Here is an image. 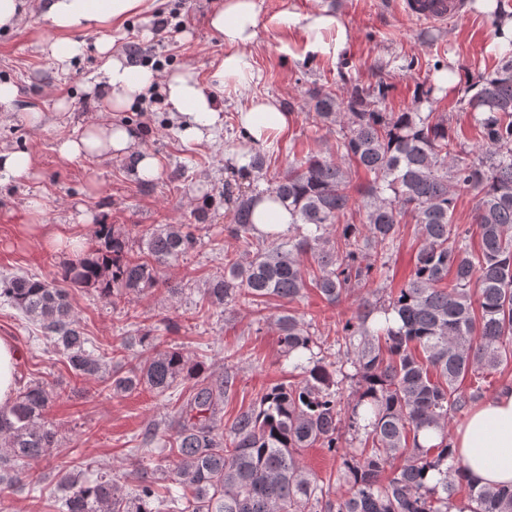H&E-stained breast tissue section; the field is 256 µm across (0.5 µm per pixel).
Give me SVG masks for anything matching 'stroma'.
Listing matches in <instances>:
<instances>
[{
  "instance_id": "1",
  "label": "stroma",
  "mask_w": 512,
  "mask_h": 512,
  "mask_svg": "<svg viewBox=\"0 0 512 512\" xmlns=\"http://www.w3.org/2000/svg\"><path fill=\"white\" fill-rule=\"evenodd\" d=\"M218 0H155L153 10L131 18L117 44L122 53L167 61L169 69L190 66L202 84L214 90L224 111V129L212 143L182 142L164 102L136 103L122 112H109L89 86L100 66L96 50L98 33L84 35L83 56L69 73H61L41 52L42 38L51 36L50 24L41 16L22 19L12 30H0V82H11L19 91L20 109L0 112V148L29 152L34 175L0 186V277L33 275L52 279L66 263L64 253L51 249L43 238L22 232L25 224H42L48 231L77 240L82 250L96 245L93 227L112 224L128 230L159 224L192 222L196 208H206L208 219L196 231L197 245L187 257L167 268L162 287L131 294L110 304L92 288H75L70 300L87 334L108 349L121 337L152 328L158 349L180 348L192 361L203 363L208 373L234 379L224 399L222 424L248 408L270 385L288 372L279 354L278 333L265 313L247 306L198 312L196 304L209 279L223 275L225 253H239L241 246L224 230L232 219L234 204L225 200L224 186L239 184L243 190L270 188L290 161L305 153L332 155L336 131L327 128L309 105L310 91L321 85L345 90H367L386 84L380 107L399 112L416 106L418 89L431 90L439 109L447 113L467 148L479 139L474 120L464 102L465 82H478L492 74L501 55L494 37L500 17L482 10L480 0H466V15L430 27L394 8V0H258L260 22L251 47L260 80L252 93L277 99L293 115L285 134L259 147L250 145L237 122L245 96L217 88L212 75L224 57V44L209 28L207 19ZM331 11L343 23L349 44L336 60L311 56L299 28L280 29L274 15L318 14ZM174 13L185 20L175 41L154 34L157 13ZM68 110L58 113V102ZM42 112V125H32L26 109ZM103 119L136 128L140 148L156 156L162 167L159 179L139 178L125 158L62 160L56 151L59 137L77 125ZM261 154L262 173L241 175L228 164L229 156ZM42 193L54 200L52 209L34 214L27 202ZM367 289H355L336 305L327 304L316 290H309L292 308L312 331L334 342L336 325L351 316ZM0 337L12 340L18 351L19 387L40 382L57 398L47 418L58 431L59 445L49 456L31 462L28 472L34 487L13 491L0 487V512H50L58 471L86 465L110 473L123 488H133L143 472L162 468L161 460L138 467L129 454L138 447L148 421L166 418L164 437L174 434L176 396H188L192 384L180 382L175 397H158L146 390L115 396L104 380L75 376L63 359L38 339L37 330L19 311L0 301Z\"/></svg>"
}]
</instances>
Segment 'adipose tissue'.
I'll return each mask as SVG.
<instances>
[{"instance_id":"1","label":"adipose tissue","mask_w":512,"mask_h":512,"mask_svg":"<svg viewBox=\"0 0 512 512\" xmlns=\"http://www.w3.org/2000/svg\"><path fill=\"white\" fill-rule=\"evenodd\" d=\"M154 0H0V28L9 30L26 13H39L56 30L42 44L43 54L68 72L84 52L77 36L100 31L97 51L101 66L98 81L106 89L105 107L120 112L159 92L183 141L209 142L224 127V114L215 96L207 92L192 67L158 73L132 65L113 53L128 20L149 11ZM258 0H220L208 24L224 43V57L213 77L218 86L234 92L248 90L257 74L248 51L259 25ZM276 25L299 27L306 50L321 58H333L347 44L346 30L335 15L321 12L300 17L288 12L275 18ZM238 122L251 143L264 144L288 131L292 116L274 98L253 96L238 113ZM138 132L121 123L89 121L61 137L58 155L67 161L97 157L126 158L142 179L153 181L162 173L154 155L138 145ZM452 446L467 476L484 486H512V387L474 406L453 434Z\"/></svg>"}]
</instances>
